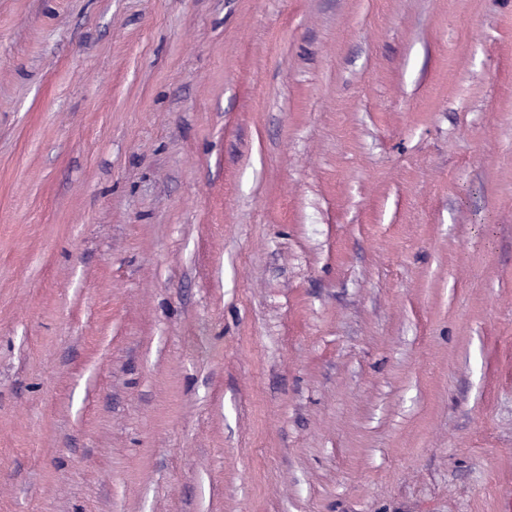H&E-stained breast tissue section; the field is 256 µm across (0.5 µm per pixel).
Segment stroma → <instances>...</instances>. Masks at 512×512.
Listing matches in <instances>:
<instances>
[{
	"label": "stroma",
	"instance_id": "35a3bbf8",
	"mask_svg": "<svg viewBox=\"0 0 512 512\" xmlns=\"http://www.w3.org/2000/svg\"><path fill=\"white\" fill-rule=\"evenodd\" d=\"M512 0H0V512H504Z\"/></svg>",
	"mask_w": 512,
	"mask_h": 512
}]
</instances>
